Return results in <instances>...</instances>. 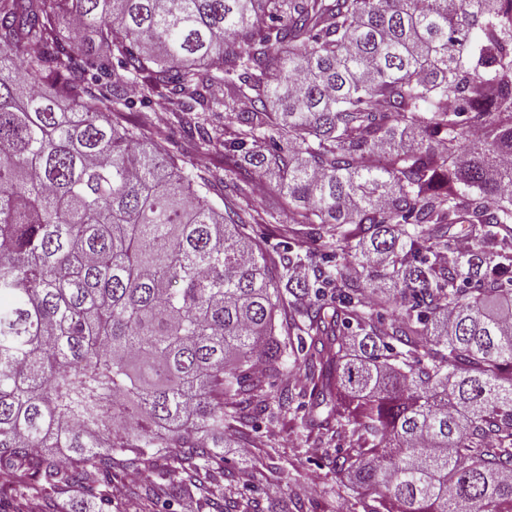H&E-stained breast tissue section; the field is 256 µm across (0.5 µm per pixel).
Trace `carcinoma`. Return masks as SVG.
Returning <instances> with one entry per match:
<instances>
[{"label": "carcinoma", "instance_id": "1", "mask_svg": "<svg viewBox=\"0 0 512 512\" xmlns=\"http://www.w3.org/2000/svg\"><path fill=\"white\" fill-rule=\"evenodd\" d=\"M131 84L197 147L274 177L294 223L351 260L254 244L259 213L217 206L219 174L160 157L163 132L129 119ZM458 224L483 247L452 249ZM505 313L512 0H0V496L16 512L106 501L151 469L129 500L257 512L220 448L226 428L248 447L268 410L254 365L276 375L288 352L303 375L278 413L307 398L312 424L344 431L333 464L362 512H512Z\"/></svg>", "mask_w": 512, "mask_h": 512}]
</instances>
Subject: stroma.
Instances as JSON below:
<instances>
[{"instance_id":"35a3bbf8","label":"stroma","mask_w":512,"mask_h":512,"mask_svg":"<svg viewBox=\"0 0 512 512\" xmlns=\"http://www.w3.org/2000/svg\"><path fill=\"white\" fill-rule=\"evenodd\" d=\"M163 131L167 137L163 152L180 166L223 172L222 153L197 150L179 127L168 124ZM224 196L243 198L263 213L265 223L251 225L250 232L268 249L310 252L323 264L331 260L332 253L317 230L293 225L278 194L258 191L248 175H225ZM248 430L252 436L248 453L240 452L235 439H227L224 467L236 475L261 468V475H255L251 483L261 512H349L352 500L331 466L336 445L324 441L320 430L310 425L303 413L286 417L264 414L253 419Z\"/></svg>"}]
</instances>
